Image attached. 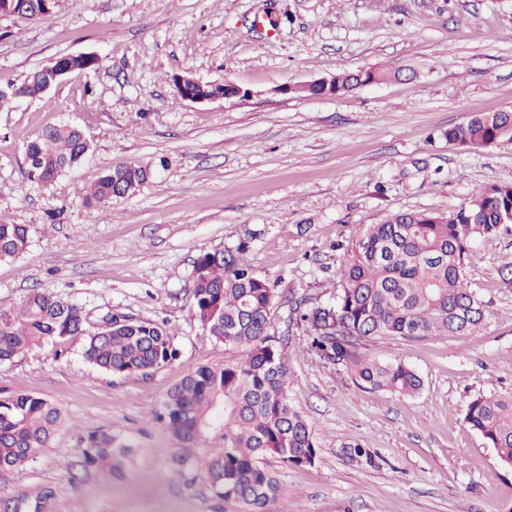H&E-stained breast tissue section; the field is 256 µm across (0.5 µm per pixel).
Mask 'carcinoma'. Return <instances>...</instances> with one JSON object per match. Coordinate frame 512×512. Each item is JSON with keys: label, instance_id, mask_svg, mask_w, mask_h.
Wrapping results in <instances>:
<instances>
[{"label": "carcinoma", "instance_id": "cac0c4a2", "mask_svg": "<svg viewBox=\"0 0 512 512\" xmlns=\"http://www.w3.org/2000/svg\"><path fill=\"white\" fill-rule=\"evenodd\" d=\"M58 0H0V13L29 21L49 19ZM49 70L35 71L14 87L20 97L44 93ZM173 76L182 99L186 91L217 93L211 82H186ZM383 70L336 74V93L361 82L384 81ZM448 143L485 149L512 142V111L481 113L448 128ZM90 150L84 132L60 124L42 131L26 147V173L49 185L79 166ZM152 176L150 166L118 163L90 186L86 204L105 210L115 198L134 194ZM512 229V186L490 185L478 191L451 216L401 211L365 227L341 268L336 296L327 303L293 302L296 323L310 348L327 363L341 365L361 384L415 395L421 377L396 357L367 353L386 337L469 336L481 326L486 308L470 288L465 257L476 241H488ZM28 245L24 224H0V261L21 256ZM249 244L200 255L192 271V310L204 331L238 357L222 368L199 366L188 371L166 396L168 429L185 444L177 462L202 471L213 492L242 506V512H268L280 493L267 457L286 466L312 464L317 442L312 427L288 397V337L274 329L279 294L245 258ZM84 336V357L111 374H150L179 360V350L165 325L127 318H103L92 324L82 308L52 294L34 291L16 313L0 312V361ZM465 422L494 449L501 467L512 468V395L477 396L467 406ZM61 422L60 410L30 394L0 396V478L24 466L47 447ZM220 431L222 444L206 456L192 447ZM132 444L110 434L92 433L82 450L87 465L120 470ZM48 488L2 499L3 512H46Z\"/></svg>", "mask_w": 512, "mask_h": 512}]
</instances>
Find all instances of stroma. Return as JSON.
I'll return each mask as SVG.
<instances>
[{"label": "stroma", "instance_id": "obj_1", "mask_svg": "<svg viewBox=\"0 0 512 512\" xmlns=\"http://www.w3.org/2000/svg\"><path fill=\"white\" fill-rule=\"evenodd\" d=\"M92 52L98 69L0 111V224L29 230L25 253L0 261V311L36 290L94 321L163 322L180 359L110 374L74 336L0 362V392L62 413L0 498L48 488L47 512H240L199 471L179 470V442L156 415L188 369L229 359L193 317L191 272L199 255L246 240L256 272L287 298L275 322L288 336V394L318 442L310 466L267 458L281 488L270 512H507L512 470L464 415L478 395L512 394V283L501 274L512 234L465 258L487 310L474 335L369 344L422 377L411 397L320 359L290 302L332 299L364 226L398 211L449 216L479 189L512 185V142L472 150L444 137L475 113L512 110V0H59L41 23L0 15L1 86ZM369 68L403 78L337 97L286 91ZM186 72L250 95L181 99L172 77ZM62 121L89 139L86 160L51 185L30 181L26 144ZM118 162L157 172L108 211L88 206L90 185ZM93 432L135 444L123 473L84 464Z\"/></svg>", "mask_w": 512, "mask_h": 512}]
</instances>
